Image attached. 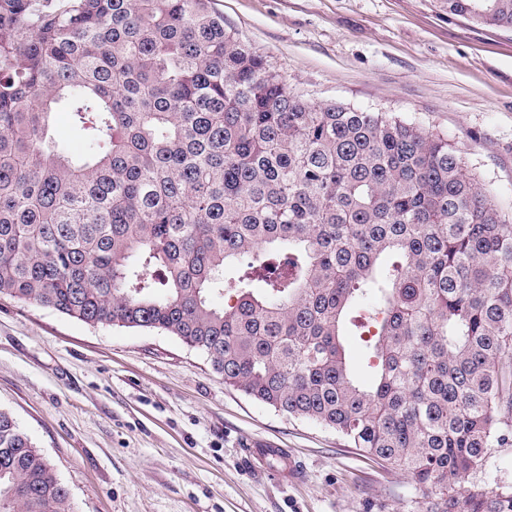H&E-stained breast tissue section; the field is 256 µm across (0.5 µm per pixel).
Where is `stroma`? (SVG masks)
Instances as JSON below:
<instances>
[{"mask_svg": "<svg viewBox=\"0 0 512 512\" xmlns=\"http://www.w3.org/2000/svg\"><path fill=\"white\" fill-rule=\"evenodd\" d=\"M290 90L447 133L512 191V31L442 0H215ZM0 407L53 465L74 512H408L409 476L225 385L158 330L91 326L0 294ZM284 448L299 477L254 473ZM245 453L249 462L253 465L254 468L260 469L263 468L267 470L269 474L276 479L278 482H283L284 480L288 481V477L293 478L296 473V469L290 465V469L288 467L283 469L282 472L277 470H272L268 467L267 459L269 457H281L288 458V451L284 448H245Z\"/></svg>", "mask_w": 512, "mask_h": 512, "instance_id": "obj_1", "label": "stroma"}]
</instances>
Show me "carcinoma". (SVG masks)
Wrapping results in <instances>:
<instances>
[{"instance_id": "1", "label": "carcinoma", "mask_w": 512, "mask_h": 512, "mask_svg": "<svg viewBox=\"0 0 512 512\" xmlns=\"http://www.w3.org/2000/svg\"><path fill=\"white\" fill-rule=\"evenodd\" d=\"M444 4L512 30V0ZM62 100L77 160L47 145ZM511 205L447 134L293 93L212 0H0V293L178 337L407 472L412 512H512ZM0 512H73L1 407ZM345 342L350 364L358 381L364 385H370L372 376L364 366L362 343L354 336H346Z\"/></svg>"}]
</instances>
